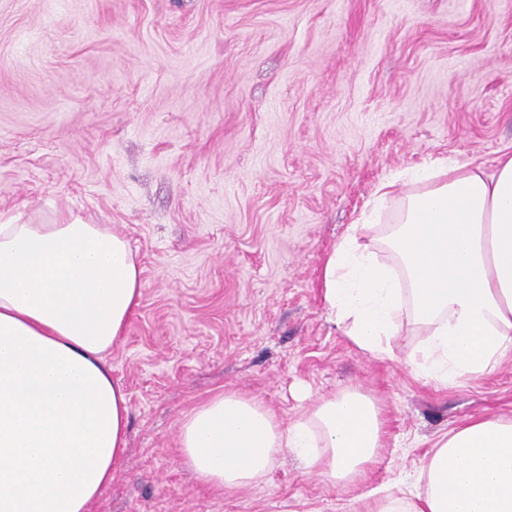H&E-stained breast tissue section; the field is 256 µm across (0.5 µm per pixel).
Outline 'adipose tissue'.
<instances>
[{
    "instance_id": "obj_1",
    "label": "adipose tissue",
    "mask_w": 512,
    "mask_h": 512,
    "mask_svg": "<svg viewBox=\"0 0 512 512\" xmlns=\"http://www.w3.org/2000/svg\"><path fill=\"white\" fill-rule=\"evenodd\" d=\"M332 321L360 351L391 355L422 333L408 364L441 386L512 359V154L492 171L452 159L394 173L326 255ZM143 290L126 238L107 224H0V512H89L119 467L129 406L105 355ZM368 395L322 399L284 423L228 389L180 423L184 466L206 484L263 481L292 452L332 486L384 446ZM376 512H512V415L442 435L416 477Z\"/></svg>"
}]
</instances>
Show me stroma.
I'll return each instance as SVG.
<instances>
[{
	"instance_id": "35a3bbf8",
	"label": "stroma",
	"mask_w": 512,
	"mask_h": 512,
	"mask_svg": "<svg viewBox=\"0 0 512 512\" xmlns=\"http://www.w3.org/2000/svg\"><path fill=\"white\" fill-rule=\"evenodd\" d=\"M512 153V0H0V224L78 220L128 240L145 284L107 355L128 448L90 512H374L450 428L512 414V361L450 388L357 350L326 254L391 174ZM286 421L358 389L384 420L332 487L280 452L215 488L181 420L217 392Z\"/></svg>"
}]
</instances>
